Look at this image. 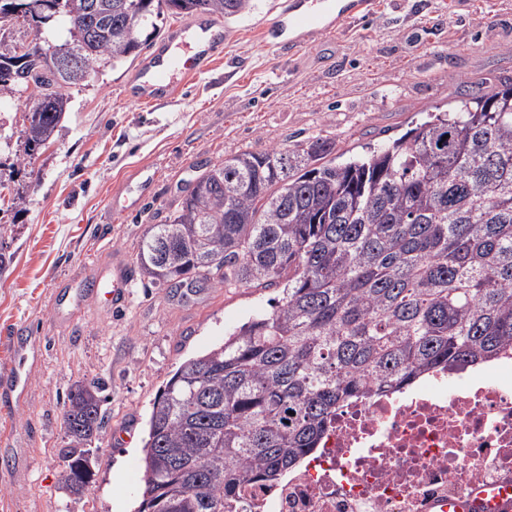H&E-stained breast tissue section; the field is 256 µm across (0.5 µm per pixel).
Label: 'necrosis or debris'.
I'll use <instances>...</instances> for the list:
<instances>
[{
	"label": "necrosis or debris",
	"mask_w": 512,
	"mask_h": 512,
	"mask_svg": "<svg viewBox=\"0 0 512 512\" xmlns=\"http://www.w3.org/2000/svg\"><path fill=\"white\" fill-rule=\"evenodd\" d=\"M491 474L512 476V356L343 406L316 454L242 498L248 512H432Z\"/></svg>",
	"instance_id": "4bbe7bcc"
}]
</instances>
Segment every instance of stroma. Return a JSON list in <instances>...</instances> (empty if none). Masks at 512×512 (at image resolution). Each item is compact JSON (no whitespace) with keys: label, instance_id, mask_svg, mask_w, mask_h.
<instances>
[{"label":"stroma","instance_id":"35a3bbf8","mask_svg":"<svg viewBox=\"0 0 512 512\" xmlns=\"http://www.w3.org/2000/svg\"><path fill=\"white\" fill-rule=\"evenodd\" d=\"M282 2L255 0L224 19L221 59L172 98L130 96L137 61L100 67L69 89L53 143L31 159L22 157L31 97L0 107V224L11 227L13 256L0 271V376L18 365L29 373L18 400L0 401V512H136L158 391L184 360L271 312L277 286H220L184 304L137 272L147 226L167 223L202 169L317 137L335 141L342 163L512 79V0H374L295 52L259 36ZM143 167L154 173L146 189ZM116 263L135 273L119 308L97 281ZM78 291L81 309L60 321L58 302ZM17 339L32 353L23 364ZM98 379L95 477L77 500L63 480L66 396Z\"/></svg>","mask_w":512,"mask_h":512}]
</instances>
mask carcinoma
Returning <instances> with one entry per match:
<instances>
[{"mask_svg":"<svg viewBox=\"0 0 512 512\" xmlns=\"http://www.w3.org/2000/svg\"><path fill=\"white\" fill-rule=\"evenodd\" d=\"M19 8L46 50L79 53L77 72L32 106L30 158L53 140L68 89L139 57L166 12L232 17L251 0H0V12ZM46 61L0 41V96ZM335 151L328 138L240 151L148 225L137 262L158 288H283L271 313L184 361L156 396L137 512H244L240 490L298 467L341 404L512 352V83L344 163ZM215 250L219 265L201 261ZM104 390L67 394L75 446L62 458L77 495L95 476L85 445Z\"/></svg>","mask_w":512,"mask_h":512,"instance_id":"obj_1","label":"carcinoma"}]
</instances>
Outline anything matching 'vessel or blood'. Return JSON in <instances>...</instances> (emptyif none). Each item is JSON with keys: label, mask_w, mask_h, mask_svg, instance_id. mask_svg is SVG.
Returning a JSON list of instances; mask_svg holds the SVG:
<instances>
[{"label": "vessel or blood", "mask_w": 512, "mask_h": 512, "mask_svg": "<svg viewBox=\"0 0 512 512\" xmlns=\"http://www.w3.org/2000/svg\"><path fill=\"white\" fill-rule=\"evenodd\" d=\"M372 0H285L282 11L261 31L274 48L295 50L316 32H331L358 13L369 11ZM224 41L223 28L203 17L175 29L168 41L137 71L139 100L167 98L186 81L210 70L214 50ZM102 280L112 289L113 300L125 296L132 278L127 269L113 267ZM443 512H512V480L475 488L471 497L449 500Z\"/></svg>", "instance_id": "b4317fda"}]
</instances>
